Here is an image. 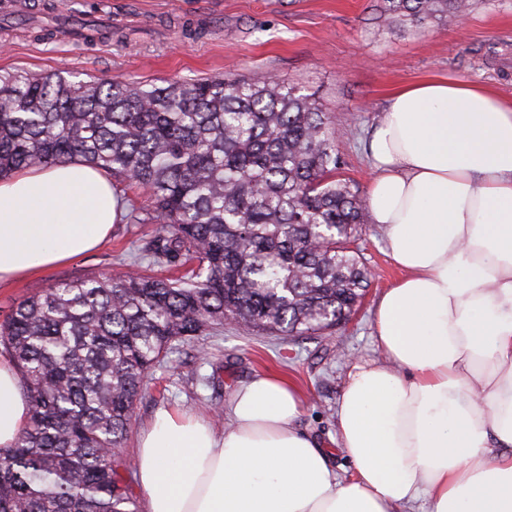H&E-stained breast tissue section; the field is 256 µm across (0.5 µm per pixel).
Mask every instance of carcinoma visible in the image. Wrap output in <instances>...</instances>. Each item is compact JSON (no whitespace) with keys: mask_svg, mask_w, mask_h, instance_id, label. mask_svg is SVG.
I'll return each mask as SVG.
<instances>
[{"mask_svg":"<svg viewBox=\"0 0 512 512\" xmlns=\"http://www.w3.org/2000/svg\"><path fill=\"white\" fill-rule=\"evenodd\" d=\"M473 0H383L385 19L453 23ZM88 39L112 37L88 19ZM338 130L285 77L164 84L0 70V178L78 158L146 189L158 228L135 272L51 286L0 322L30 402L0 448V512H136L120 451L147 375L230 316L310 336L346 322L369 273L367 208L336 177Z\"/></svg>","mask_w":512,"mask_h":512,"instance_id":"obj_1","label":"carcinoma"}]
</instances>
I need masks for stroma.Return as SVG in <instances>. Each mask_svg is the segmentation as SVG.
<instances>
[{"label": "stroma", "instance_id": "1", "mask_svg": "<svg viewBox=\"0 0 512 512\" xmlns=\"http://www.w3.org/2000/svg\"><path fill=\"white\" fill-rule=\"evenodd\" d=\"M0 9V70L69 71L81 79L150 83L218 75L276 74L314 92L340 132L339 176L367 195V134L387 98L425 80H465L512 100V0H476L464 24L428 22L413 29L383 22L381 0H69L75 17H100L111 39L81 42L38 36L21 11L46 22L58 0H11ZM153 224H114L101 247L31 277L0 285V321L21 300L50 286L125 275L140 237ZM356 244L373 276L361 305L339 330L312 336L246 333L228 323L180 344L156 367L135 404L123 450L134 455L139 431L162 408L224 426V400L258 373L281 376L308 396L299 427L332 457L352 464L338 445L336 404L353 363L379 359L373 316L381 293L399 277L379 225L365 224Z\"/></svg>", "mask_w": 512, "mask_h": 512}]
</instances>
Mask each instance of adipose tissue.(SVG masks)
<instances>
[{"label": "adipose tissue", "mask_w": 512, "mask_h": 512, "mask_svg": "<svg viewBox=\"0 0 512 512\" xmlns=\"http://www.w3.org/2000/svg\"><path fill=\"white\" fill-rule=\"evenodd\" d=\"M368 209L401 277L380 297L384 363H357L336 405L353 473L296 426L302 392L259 373L215 431L163 409L137 446L145 512H512V101L427 80L386 101L371 131ZM111 182L72 161L0 179V283L99 246ZM30 412L0 354V448Z\"/></svg>", "instance_id": "adipose-tissue-1"}]
</instances>
